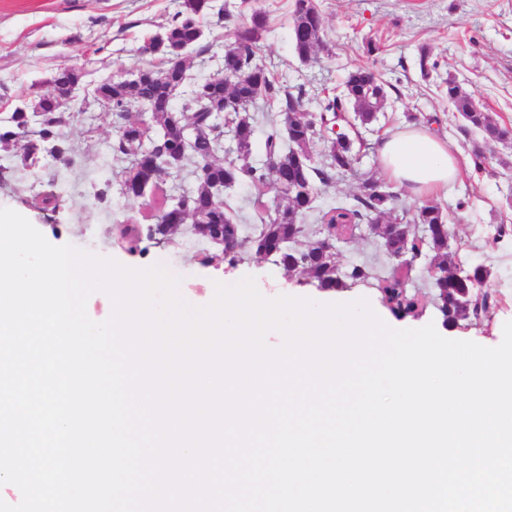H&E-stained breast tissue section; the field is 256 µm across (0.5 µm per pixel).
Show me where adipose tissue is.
I'll use <instances>...</instances> for the list:
<instances>
[{"label":"adipose tissue","mask_w":512,"mask_h":512,"mask_svg":"<svg viewBox=\"0 0 512 512\" xmlns=\"http://www.w3.org/2000/svg\"><path fill=\"white\" fill-rule=\"evenodd\" d=\"M379 164L386 175L423 195L447 189L459 177V164L447 141L418 127L381 142Z\"/></svg>","instance_id":"adipose-tissue-1"}]
</instances>
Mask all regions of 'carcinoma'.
Instances as JSON below:
<instances>
[{"instance_id":"carcinoma-1","label":"carcinoma","mask_w":512,"mask_h":512,"mask_svg":"<svg viewBox=\"0 0 512 512\" xmlns=\"http://www.w3.org/2000/svg\"><path fill=\"white\" fill-rule=\"evenodd\" d=\"M210 0H182L172 16L163 41L150 43L148 50L159 62L149 66L150 74L136 82L118 75L96 82V90L75 103H61L53 94L34 93L42 112H29L31 99L24 98L0 127V150L21 152L27 167H36L45 157L66 156L71 148L62 127L65 111H82L89 101L110 112L116 132L112 153L128 160L120 171L121 194L147 198V225L125 222L121 233L136 245L142 238L169 241L184 224L210 241L221 240L219 258L235 263L244 246L258 254L272 256L289 272L302 275L323 289H342L347 283L373 279L372 268L351 264L338 271L336 253L321 239L301 241L305 219L316 211L317 223L372 224L375 234L391 260V272L378 281L385 306L398 318L416 316L422 298L409 288L403 270L418 263L431 272L433 305L443 323L480 321L489 317L496 298L488 289L491 276L484 265L463 267L448 250L450 227L436 204L421 205L414 216L416 230L396 210L397 194L390 185L372 175L362 176L352 201L317 209L320 187L354 172L363 143L345 134L330 140L325 162H312L311 148L333 131L334 119L353 111L361 124L377 121L386 108L388 95L383 81L367 68L348 72L342 90L325 94L315 109H309L305 92L293 93L271 76L257 61L256 48L268 27L261 9L252 12L249 22L236 31L234 41L224 46L223 73L188 83V50L203 38L201 20L210 13ZM291 39L294 52L304 61L316 58L326 49L322 15L315 0H293ZM84 82V75L72 68L59 67L48 79L54 91ZM185 90L181 108L174 106V90ZM441 92L453 111L468 128L487 141L512 140V126L499 122L454 76L443 79ZM279 109V120L270 126L264 142V161H250L255 133L249 112L257 100ZM151 113L153 128L141 124V113ZM232 124L236 155L220 158L224 151V122ZM187 165L194 167L195 189L188 194V208L171 211L176 195L167 183L179 177ZM254 185H272L277 201L267 209V220L251 237L240 235L231 209L224 204L222 189L241 176Z\"/></svg>"}]
</instances>
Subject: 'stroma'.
<instances>
[{"label":"stroma","mask_w":512,"mask_h":512,"mask_svg":"<svg viewBox=\"0 0 512 512\" xmlns=\"http://www.w3.org/2000/svg\"><path fill=\"white\" fill-rule=\"evenodd\" d=\"M227 2L230 17L203 24L207 52H190L195 77L218 69L224 45L248 20L241 0ZM253 2L268 15V30L257 44L258 57L290 89H305L312 99L341 89L346 73L357 67L371 68L390 84L387 116L374 129H365L350 116L341 122L342 132L364 140L365 155L356 174L321 188L318 206L351 200L360 174L382 177L380 141L411 128L412 115L433 117L429 130L456 151L460 176L448 192L436 193L428 201L447 215L450 243L463 264L490 268V286L500 303L490 320L464 321L449 329L428 302L417 321L434 324L448 339L499 345L505 323L512 321V236L495 247L488 240L497 225L512 226V147L483 143L478 132L466 131L438 85L442 78L456 76L489 112L512 124V0H318L327 48L308 62L294 53L292 0ZM178 8L177 0H0V118L12 112L31 85L50 93L48 78L59 65L80 68L90 82L154 63V56L143 47L164 31ZM370 41L376 43V52H367ZM424 49L439 63L426 78L418 65ZM63 132L72 148L68 165L47 159L38 168L26 169L18 158L0 151V208L24 216L51 244H70L133 268L162 266L180 278V293L194 308L209 303L211 282L233 284L251 276L269 298L288 295L348 302L364 297L376 314H385L374 284L325 291L250 249L235 264L218 262L213 258L214 246L186 230L170 242L146 240L142 251L129 252L113 227L130 217L141 218L144 199L125 197L116 185L111 188L110 205L93 199L95 187L117 178L124 166L110 150L114 136L110 115L90 106L69 114ZM478 142L489 158L480 171L472 160ZM48 192L61 196L59 210L44 209L41 199ZM224 198L248 232L258 221L255 201L268 203L273 195L242 181L225 191ZM336 252L343 268L366 262L383 274L390 269L379 240L361 232L337 244Z\"/></svg>","instance_id":"35a3bbf8"}]
</instances>
